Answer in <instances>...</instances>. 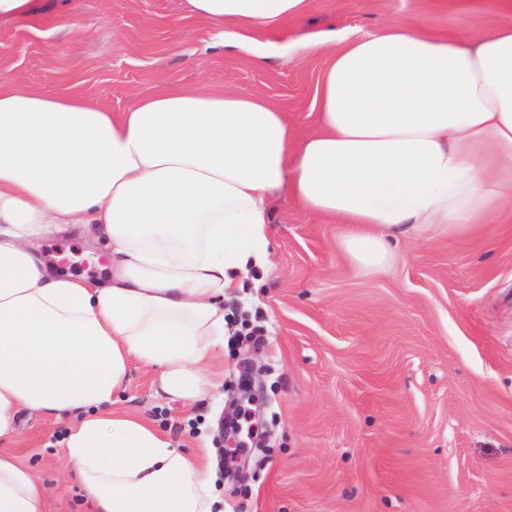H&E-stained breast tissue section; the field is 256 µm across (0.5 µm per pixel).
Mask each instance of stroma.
Listing matches in <instances>:
<instances>
[{"label": "stroma", "instance_id": "1", "mask_svg": "<svg viewBox=\"0 0 512 512\" xmlns=\"http://www.w3.org/2000/svg\"><path fill=\"white\" fill-rule=\"evenodd\" d=\"M29 22H0V80L50 93L76 84L114 112L169 86L262 97L287 109L298 134L315 125L314 86L325 53L289 52L303 33H364L423 18L439 34L481 38L512 23V8L481 0H314L299 24L262 36L257 67L212 49L213 26L185 0H52ZM274 238L252 285L235 289L217 388L194 403L161 393L130 365L114 410L135 413L190 451L208 447L232 512H512V223L403 238L387 271L350 264L342 227L285 196L273 201ZM58 272L105 275L106 249L55 235L40 246ZM261 326L251 353L237 332ZM258 367L264 446L231 469L224 452L237 364ZM72 418L21 409L0 451L42 483L51 512H88L84 488L62 475Z\"/></svg>", "mask_w": 512, "mask_h": 512}]
</instances>
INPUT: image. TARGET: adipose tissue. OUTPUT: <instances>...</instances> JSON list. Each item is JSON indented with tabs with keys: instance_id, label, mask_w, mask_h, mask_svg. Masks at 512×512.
I'll use <instances>...</instances> for the list:
<instances>
[{
	"instance_id": "ef3b65f1",
	"label": "adipose tissue",
	"mask_w": 512,
	"mask_h": 512,
	"mask_svg": "<svg viewBox=\"0 0 512 512\" xmlns=\"http://www.w3.org/2000/svg\"><path fill=\"white\" fill-rule=\"evenodd\" d=\"M224 48L265 65L258 33L311 0H187ZM328 50L316 126L295 138L261 98L171 87L113 112L76 93L0 82V445L18 413L74 417L61 462L95 512H215L205 451L113 411L131 362L196 400L224 354V295L269 253L271 200L343 224L350 262L391 243L512 220V24L472 40L423 19L306 35ZM110 253L100 280L59 275L43 237ZM0 512H50L36 475L0 452Z\"/></svg>"
}]
</instances>
